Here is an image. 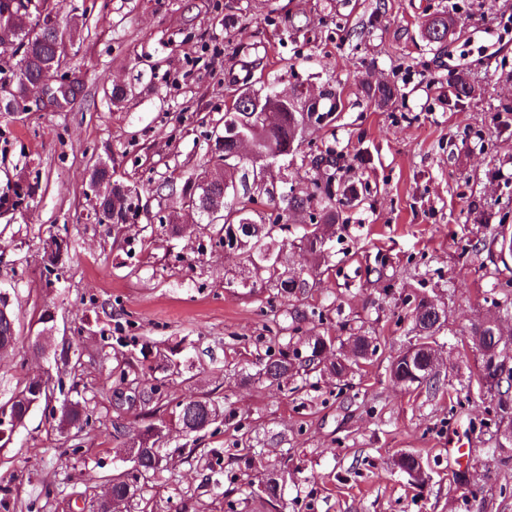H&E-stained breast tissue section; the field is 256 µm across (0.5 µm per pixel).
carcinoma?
Masks as SVG:
<instances>
[{
    "instance_id": "carcinoma-1",
    "label": "carcinoma",
    "mask_w": 512,
    "mask_h": 512,
    "mask_svg": "<svg viewBox=\"0 0 512 512\" xmlns=\"http://www.w3.org/2000/svg\"><path fill=\"white\" fill-rule=\"evenodd\" d=\"M59 0H0V17L8 15L6 24L10 25L8 39L17 45L24 66L20 70L16 89L11 93V101L20 103L37 88L42 72L49 67L60 65L64 56L66 33L59 25L40 24V10H55ZM456 24L455 16L443 11L431 16L424 24V37L431 44L442 45L448 37L451 26ZM367 95L382 106L397 96L396 88L387 85L368 87ZM331 100L325 112H315V106L303 109L294 102L279 107V119L271 124L259 118L256 112L239 109L237 104L224 112V120H231L238 126V131L252 139L258 147L259 154L270 161L284 159L293 154L299 146L298 134L310 121L329 124L335 120V112L341 101L334 94H328ZM238 142L231 134H224V139L215 141L210 149L205 172L213 174L209 192L198 197L193 205L184 202V196L192 181H187L181 188L176 201V210L168 216V223L177 225L187 214L207 216V211L216 203L224 205V216L232 218V223L209 229V240L224 244V239L239 235L246 245L242 248L247 261L257 271L267 273L264 287L275 288L280 294L295 296L305 294L317 284L322 275L321 267L326 263L325 250L314 245L317 231L339 222L336 208V170L340 169L342 155L333 147H328L320 154V163L324 164L325 181H313L314 190L302 197L291 195L275 199L265 184V175L256 166H250L253 174L246 183L238 182V189L224 191V179L220 172V163L236 159ZM101 187L111 190V197L97 196L96 206L106 221L111 224H124L132 209L133 195L123 183L112 180L110 171L104 167L94 171L91 188ZM32 195L31 187L16 185L13 195L0 196V209L16 210L23 207L27 197ZM311 209L315 211L317 221L302 226L297 236L296 248L306 256V265L298 270L288 267V255L284 241L280 237L288 232L289 214L293 210ZM46 267L55 268L63 260L62 244L59 238L51 239L46 246ZM408 314L412 320L413 330L419 335L430 337L440 332L442 325L438 321H447V314L433 299L416 298L408 302ZM469 336L473 348L482 354V362L477 374V382L487 388L497 398V415L499 423L512 421V369L505 376L498 374L492 366V359L499 363L512 365V347L496 338L492 319L485 318L471 323ZM16 341L15 316L8 309L7 299L0 295V350H7ZM336 338L329 334L300 336L297 340H288L274 353L267 355L255 373L256 379L270 386H281L288 379L305 374L311 370H326L336 379L344 378L360 369L359 363L345 355H336ZM435 348L417 347L411 361L399 355L390 365V376L395 383L404 388H423L427 393L437 394L442 389L437 374L431 371ZM34 383L28 381L6 401L0 402V413H4L8 423L0 436V442H10L13 435L24 427L30 412L40 404L47 402V392L55 388L51 381L44 382L41 392L33 390ZM161 391L159 385L148 381L134 388L130 400L139 403L144 409L148 423L139 435L128 441L123 440L124 433L119 426H114V438L122 441L124 448L135 449L138 461L139 479L130 481L122 472L112 475V497L131 501L142 490L140 480L157 472L163 461V449L157 443L165 438L170 422H175L187 436L207 432L216 424L226 421L224 403L211 396L187 395L179 400L171 412V419L157 415L156 404L159 403ZM90 418L86 406L80 400L65 399L59 408L58 427L61 432L69 434L71 430L80 433L89 426ZM252 494L276 510L281 499L280 485L259 482Z\"/></svg>"
}]
</instances>
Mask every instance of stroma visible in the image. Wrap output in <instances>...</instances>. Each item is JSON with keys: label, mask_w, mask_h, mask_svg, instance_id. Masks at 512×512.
<instances>
[{"label": "stroma", "mask_w": 512, "mask_h": 512, "mask_svg": "<svg viewBox=\"0 0 512 512\" xmlns=\"http://www.w3.org/2000/svg\"><path fill=\"white\" fill-rule=\"evenodd\" d=\"M80 2L79 20L61 6L70 38L47 77L79 78L76 99L62 112L35 103L0 112V195L18 182L33 189L24 210H0V293L20 329L0 355V401L27 379L59 375L77 382L91 416L78 454L44 405L0 447V486L16 512L33 502L87 512L106 496L122 468L115 428L133 438L145 424L139 406L113 397L128 354L130 377L161 383V410L201 393L222 398L227 414L192 454L170 428L163 468L142 488L153 512H264L251 491L282 470L280 512H512V460L493 453L496 399L470 381L480 353L461 347L475 320L495 315L512 327L494 305L512 267L493 242L498 228L512 234V0ZM443 10L457 25L439 47L422 26ZM459 72L475 91L452 108L448 84ZM369 83L397 84L403 97L374 105ZM116 85L127 95L115 104ZM264 87L323 110L324 90L342 101L335 121L307 128L289 168L275 171L278 190L307 192L313 157L331 146L344 155L338 180L363 193L329 233V268L300 300L257 287L243 256L192 221L171 232L175 201L156 192L200 174L234 95ZM100 162L139 190L129 223L96 219L88 183ZM53 236L68 256L49 271L43 248ZM423 295L448 315L435 396L389 376L412 326L402 301ZM296 306L308 312L299 335L358 331L376 337L377 354L343 382L313 373L289 392L252 380ZM47 309L55 320L34 354ZM174 345L172 368L161 354ZM243 436L259 451L249 465ZM459 444L467 456L453 471L448 450ZM213 448L224 455L217 484ZM400 452L423 458L424 488L395 470Z\"/></svg>", "instance_id": "obj_1"}]
</instances>
